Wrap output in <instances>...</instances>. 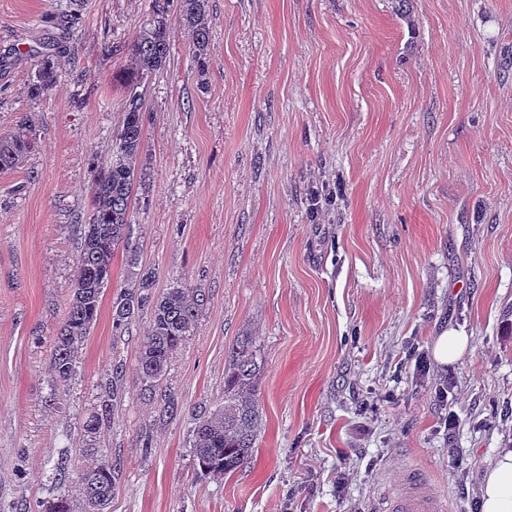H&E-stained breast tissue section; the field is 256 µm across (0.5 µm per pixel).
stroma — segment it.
<instances>
[{
	"instance_id": "35a3bbf8",
	"label": "stroma",
	"mask_w": 512,
	"mask_h": 512,
	"mask_svg": "<svg viewBox=\"0 0 512 512\" xmlns=\"http://www.w3.org/2000/svg\"><path fill=\"white\" fill-rule=\"evenodd\" d=\"M55 9L0 0V136L28 115L37 141L0 172V512L77 496L58 473L82 464L116 358L109 512H374L384 492L409 493L414 468L428 498L471 512L487 463L512 448V0H208L203 76L170 10L131 224L156 290L207 298L168 366L171 418L140 398L148 316L112 329V298L134 283L122 251L75 379L52 385L91 163L123 118L110 49L133 41L150 0H84L36 98ZM450 328L469 344L443 365L433 344ZM245 336L264 359L263 429L247 467L202 479L191 431ZM58 52L59 51H56L54 54H42L35 77L30 85V92L33 96H42L52 89L56 79V69L58 67Z\"/></svg>"
}]
</instances>
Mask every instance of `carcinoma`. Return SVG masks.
<instances>
[{"instance_id":"cac0c4a2","label":"carcinoma","mask_w":512,"mask_h":512,"mask_svg":"<svg viewBox=\"0 0 512 512\" xmlns=\"http://www.w3.org/2000/svg\"><path fill=\"white\" fill-rule=\"evenodd\" d=\"M208 0H178L179 14L193 33L192 57L199 76L205 75L210 42ZM82 0H58L56 18L58 41L73 35L81 19ZM170 0H153L152 13L143 21L136 38L117 49L123 62L112 71V83L126 92L123 120L112 138L107 157L94 164L91 178L92 212L80 225L81 250L72 300L60 324L50 362L52 381L63 385L75 372L79 347L84 345L97 321L103 289L112 279V257L119 247L127 251L130 265L138 266L136 251L129 246L132 196L138 176L144 125V94L149 77L166 65L170 54L168 25ZM58 67L57 54L42 55L30 92L39 97L52 89ZM36 144L31 130L0 137V171L19 167ZM204 299L185 285H173L155 292V275L144 269L133 286L121 289L112 300V325L127 330L143 314L150 317L147 333L140 343L139 371L142 398L156 401L161 414L172 416L177 404L161 394L170 359L193 333ZM263 361L250 338L236 343L224 370V403L197 419L191 448L197 474L219 478L231 474L252 459L261 433L263 412L259 380ZM123 363L112 362V391L107 398L116 405L124 389ZM89 437L99 439L108 427L104 413L84 422ZM122 476V462L73 470L72 482L81 494V512H107Z\"/></svg>"}]
</instances>
